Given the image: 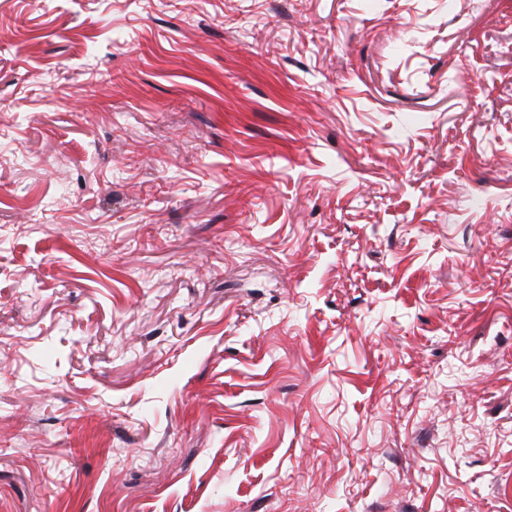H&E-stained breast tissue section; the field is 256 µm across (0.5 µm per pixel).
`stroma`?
I'll list each match as a JSON object with an SVG mask.
<instances>
[{
  "label": "stroma",
  "mask_w": 512,
  "mask_h": 512,
  "mask_svg": "<svg viewBox=\"0 0 512 512\" xmlns=\"http://www.w3.org/2000/svg\"><path fill=\"white\" fill-rule=\"evenodd\" d=\"M0 512H512V0H0Z\"/></svg>",
  "instance_id": "1"
}]
</instances>
